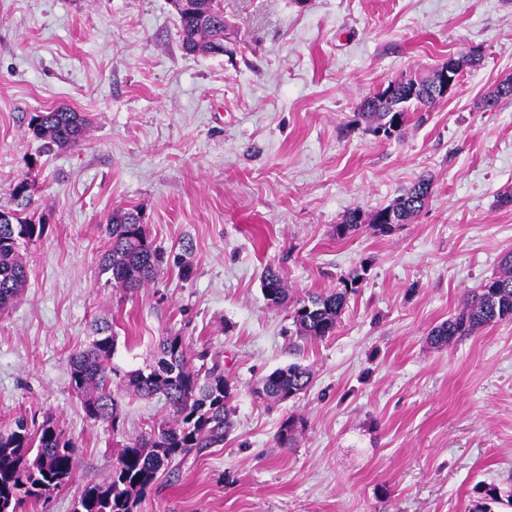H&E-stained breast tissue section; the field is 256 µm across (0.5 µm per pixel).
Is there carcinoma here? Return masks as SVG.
Returning a JSON list of instances; mask_svg holds the SVG:
<instances>
[{
	"mask_svg": "<svg viewBox=\"0 0 512 512\" xmlns=\"http://www.w3.org/2000/svg\"><path fill=\"white\" fill-rule=\"evenodd\" d=\"M178 37L190 54H224L223 0H192L177 11ZM512 98V86H496L484 100L491 110L503 99ZM440 99L436 78L418 81L396 80L363 100L357 120L383 138L401 137L410 106L429 108ZM89 126L87 115L67 106H56L30 117L29 132L40 142L39 154L49 155L80 145ZM432 182L422 177L405 189L389 205L366 215L349 211L336 225V236L345 238L370 225L380 234L393 232L418 213L432 194ZM34 183L25 178L11 189V223H0V311L9 309L27 287V267L23 251L41 239L46 225L33 212ZM106 247L100 256L99 271L104 285L137 291L154 282L168 265L165 252L149 240L141 214L134 208L116 209L105 226ZM365 267L339 278L336 288L313 293L296 301L293 324L300 340L333 336L349 295L364 281ZM267 304L280 306L288 301V288L280 272L268 266L261 275ZM512 320V253L501 260L500 273L469 293L464 309L429 332L431 343L447 346L460 336L481 327ZM116 336L108 325H95L86 346L68 357L69 385L82 399L87 419L107 423L117 430L121 417V395L164 400L168 417L149 426L132 443L122 446L117 463L104 481L84 486L73 504V512H134L137 502L158 479L161 471L176 460L206 448L224 446L231 432L233 387L224 379L217 361L211 366L195 365L183 337L164 336L152 365L122 372L112 365ZM311 381V371L290 363L262 377L254 394L271 402H282L303 393ZM297 423L286 419L277 436L282 448L292 446ZM75 439L47 419L38 425L21 414L8 428L0 430V512H20L22 506L38 501L47 492L63 489L73 480Z\"/></svg>",
	"mask_w": 512,
	"mask_h": 512,
	"instance_id": "1",
	"label": "carcinoma"
}]
</instances>
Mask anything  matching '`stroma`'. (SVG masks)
Returning <instances> with one entry per match:
<instances>
[{"label": "stroma", "instance_id": "obj_1", "mask_svg": "<svg viewBox=\"0 0 512 512\" xmlns=\"http://www.w3.org/2000/svg\"><path fill=\"white\" fill-rule=\"evenodd\" d=\"M227 54L186 53L170 0H0V206L35 182L46 233L24 256L28 286L0 316V428L52 419L77 442L66 488L22 512H71L102 482L120 444L167 413L125 398L118 427L86 419L67 359L90 323L111 324L114 363L153 362L183 336L236 389L223 447L161 474L136 512H512V321L450 346L428 333L512 251V0H224ZM479 51L460 83L401 138L355 118L389 81L423 79ZM67 105L90 125L80 146L38 156L27 124ZM423 210L388 235L338 239L352 209L385 207L419 176ZM138 208L149 239L185 254L127 292L103 287L106 219ZM366 265L333 336L297 339L291 303ZM291 300L267 305L265 266ZM296 362L308 390L258 399L259 379ZM297 422L294 447L276 437Z\"/></svg>", "mask_w": 512, "mask_h": 512}]
</instances>
